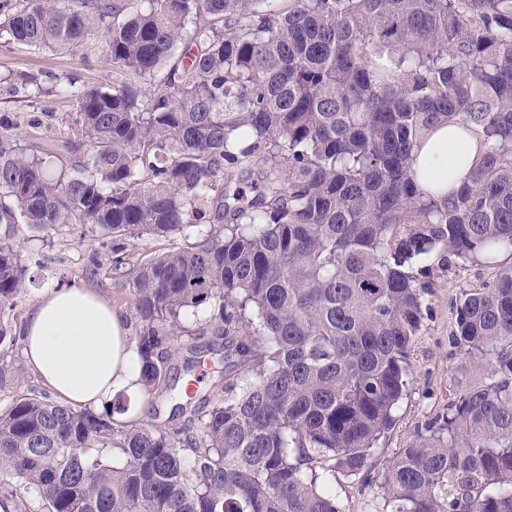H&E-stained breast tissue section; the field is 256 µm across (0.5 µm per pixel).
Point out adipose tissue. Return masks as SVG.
Segmentation results:
<instances>
[{"mask_svg":"<svg viewBox=\"0 0 512 512\" xmlns=\"http://www.w3.org/2000/svg\"><path fill=\"white\" fill-rule=\"evenodd\" d=\"M477 128L443 125L414 151L412 171L429 194L442 197L481 155ZM23 350L30 367L65 402L103 410L118 393L139 394L136 343L110 303L87 288L51 290L27 314Z\"/></svg>","mask_w":512,"mask_h":512,"instance_id":"obj_1","label":"adipose tissue"}]
</instances>
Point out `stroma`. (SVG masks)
<instances>
[{
    "label": "stroma",
    "instance_id": "stroma-1",
    "mask_svg": "<svg viewBox=\"0 0 512 512\" xmlns=\"http://www.w3.org/2000/svg\"><path fill=\"white\" fill-rule=\"evenodd\" d=\"M0 69L8 74L7 79H0V115L14 122L15 137L28 145L73 138L74 106L70 99L57 95L31 99L25 86L27 77L66 76L76 86L105 89L111 87L115 76L110 55L93 42L77 54L17 44L0 48ZM44 253L43 266L30 269L28 293L11 313L15 328H23L27 312L47 289L79 285L104 297L120 315L129 336L137 335L140 320L131 276L113 272L109 246L77 232L55 234ZM508 266H512V256L503 254L496 265H469L435 279L429 296L431 316L415 356L413 391L400 405L397 425L386 447L379 450L377 464L392 458L399 448L405 447L418 425L447 405L459 377V362L451 356L448 341L454 329L455 303L464 292L493 283L499 268Z\"/></svg>",
    "mask_w": 512,
    "mask_h": 512
}]
</instances>
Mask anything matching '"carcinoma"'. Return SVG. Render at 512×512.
I'll return each mask as SVG.
<instances>
[{"mask_svg":"<svg viewBox=\"0 0 512 512\" xmlns=\"http://www.w3.org/2000/svg\"><path fill=\"white\" fill-rule=\"evenodd\" d=\"M15 0L0 47L97 39L120 79L57 80L75 139L25 146L0 118V348L34 250L16 231L194 243L141 262L144 413L0 404V512H344L411 394L434 277L512 254V0ZM481 158L438 200L413 152L438 124ZM263 162L252 196L228 165ZM224 338V382L167 384L173 347ZM472 380L386 465L381 512H512V267L455 304ZM123 457L116 466L114 453Z\"/></svg>","mask_w":512,"mask_h":512,"instance_id":"cac0c4a2","label":"carcinoma"}]
</instances>
